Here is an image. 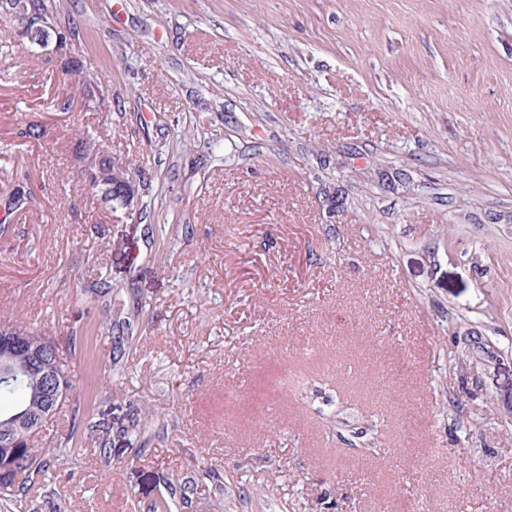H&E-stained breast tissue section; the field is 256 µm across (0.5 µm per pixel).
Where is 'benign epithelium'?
Instances as JSON below:
<instances>
[{"mask_svg": "<svg viewBox=\"0 0 512 512\" xmlns=\"http://www.w3.org/2000/svg\"><path fill=\"white\" fill-rule=\"evenodd\" d=\"M79 177L92 190L101 189L112 199V208H121L125 214L132 216L140 210L138 185L140 179L134 176L125 165L116 162L111 153L99 150L90 155L84 162ZM29 333L18 325L0 327V348L5 350L4 356L24 354L25 370L40 375L46 388V407L34 416H22L17 420L18 434L0 438V475L5 476L11 469V462L18 452V446L33 437L42 427L43 422L57 410V399L61 392L52 377L45 375L43 367L47 364L59 366L58 351L51 353L28 346Z\"/></svg>", "mask_w": 512, "mask_h": 512, "instance_id": "benign-epithelium-1", "label": "benign epithelium"}]
</instances>
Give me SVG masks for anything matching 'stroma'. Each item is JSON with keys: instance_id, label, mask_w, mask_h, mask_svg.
Instances as JSON below:
<instances>
[{"instance_id": "35a3bbf8", "label": "stroma", "mask_w": 512, "mask_h": 512, "mask_svg": "<svg viewBox=\"0 0 512 512\" xmlns=\"http://www.w3.org/2000/svg\"><path fill=\"white\" fill-rule=\"evenodd\" d=\"M46 3L47 47L0 30V206L32 194L0 319L88 404L60 512L177 479L192 512H512V0ZM89 137L146 218L79 179Z\"/></svg>"}]
</instances>
